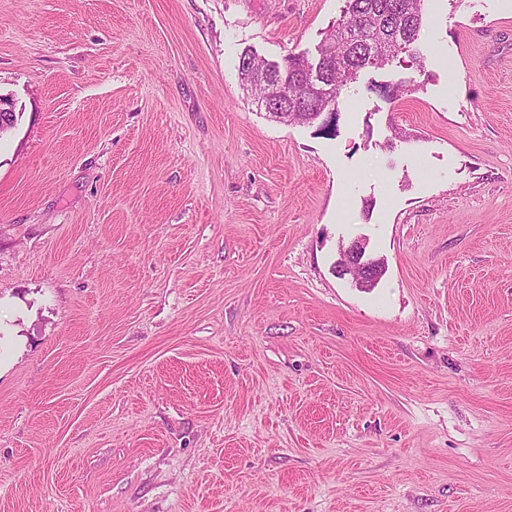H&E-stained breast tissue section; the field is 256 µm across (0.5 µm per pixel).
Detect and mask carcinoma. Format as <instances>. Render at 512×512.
<instances>
[{"label":"carcinoma","instance_id":"obj_1","mask_svg":"<svg viewBox=\"0 0 512 512\" xmlns=\"http://www.w3.org/2000/svg\"><path fill=\"white\" fill-rule=\"evenodd\" d=\"M425 0H346L343 18L317 48L315 57L290 54L267 62L251 50L240 58L239 78L258 98L280 93L288 122L304 123L321 103L340 100L366 68H382L413 49L424 23Z\"/></svg>","mask_w":512,"mask_h":512}]
</instances>
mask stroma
I'll list each match as a JSON object with an SVG mask.
<instances>
[{"instance_id": "35a3bbf8", "label": "stroma", "mask_w": 512, "mask_h": 512, "mask_svg": "<svg viewBox=\"0 0 512 512\" xmlns=\"http://www.w3.org/2000/svg\"><path fill=\"white\" fill-rule=\"evenodd\" d=\"M344 6L0 0V512H512V0L275 121ZM366 247V239H357L342 247L338 266L349 272L355 287L360 289L374 288L386 270L383 259H364Z\"/></svg>"}]
</instances>
